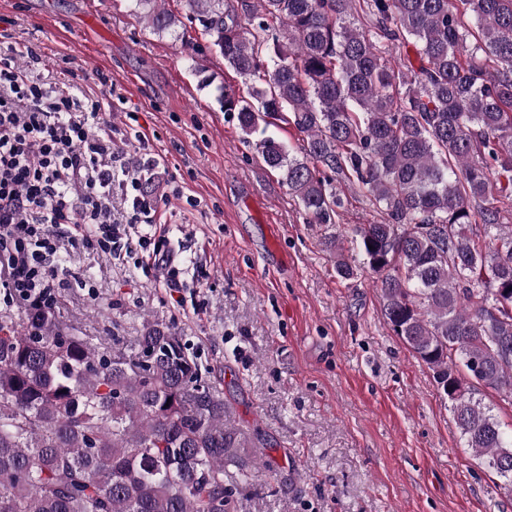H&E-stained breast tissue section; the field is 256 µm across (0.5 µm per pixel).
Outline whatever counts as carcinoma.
<instances>
[{"mask_svg": "<svg viewBox=\"0 0 512 512\" xmlns=\"http://www.w3.org/2000/svg\"><path fill=\"white\" fill-rule=\"evenodd\" d=\"M186 3L249 83L219 103L306 223L338 224L354 187L381 215L354 225L361 260L336 252V273L377 276L386 323L511 493L512 438L473 391L512 397V0ZM134 8L158 34L177 23L158 0ZM275 120L305 134L300 151L254 138ZM262 468L169 325L101 351L53 304L0 309V512H235Z\"/></svg>", "mask_w": 512, "mask_h": 512, "instance_id": "obj_1", "label": "carcinoma"}]
</instances>
